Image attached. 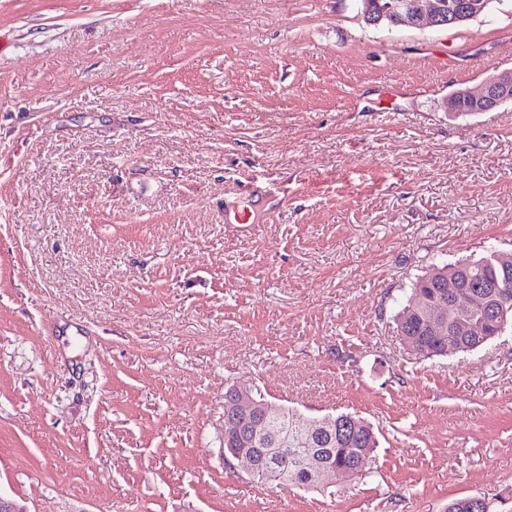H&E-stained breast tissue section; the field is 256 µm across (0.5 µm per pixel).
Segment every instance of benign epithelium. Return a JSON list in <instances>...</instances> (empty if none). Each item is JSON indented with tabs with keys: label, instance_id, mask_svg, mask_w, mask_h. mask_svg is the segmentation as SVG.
I'll use <instances>...</instances> for the list:
<instances>
[{
	"label": "benign epithelium",
	"instance_id": "1",
	"mask_svg": "<svg viewBox=\"0 0 512 512\" xmlns=\"http://www.w3.org/2000/svg\"><path fill=\"white\" fill-rule=\"evenodd\" d=\"M360 15L368 25L411 26L417 29H451L478 17L486 8V0H358ZM469 103L471 112H487L504 102L512 101V70H504L487 78L482 86L472 91L462 89L448 96V112H460L462 101ZM508 302H491L490 296L460 288L448 283V295L435 301L428 308L426 322L435 336L448 337L444 350L459 352L464 346L462 337L476 331L473 316L482 311L490 312L497 319V331L507 325ZM453 324H448V317ZM278 418L276 406L253 393L249 388H233V400L224 406V435H239L241 424L250 422L248 433L255 442L273 443L278 446L274 455L260 456L253 448H226L224 459L228 465L238 461L245 473L254 476L266 473L273 483L288 485V469L283 461L288 459V433H275L271 423ZM295 427L312 447L304 451L305 468L315 484L336 479V469L328 465L318 449L313 447L322 436L336 433V419L295 418Z\"/></svg>",
	"mask_w": 512,
	"mask_h": 512
}]
</instances>
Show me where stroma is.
Wrapping results in <instances>:
<instances>
[{
    "mask_svg": "<svg viewBox=\"0 0 512 512\" xmlns=\"http://www.w3.org/2000/svg\"><path fill=\"white\" fill-rule=\"evenodd\" d=\"M510 34L512 0L447 31L352 0H0V497L512 512V330L424 359L396 324L430 266L512 252V102L446 108L512 69ZM233 385L367 419L364 474L233 472Z\"/></svg>",
    "mask_w": 512,
    "mask_h": 512,
    "instance_id": "obj_1",
    "label": "stroma"
}]
</instances>
